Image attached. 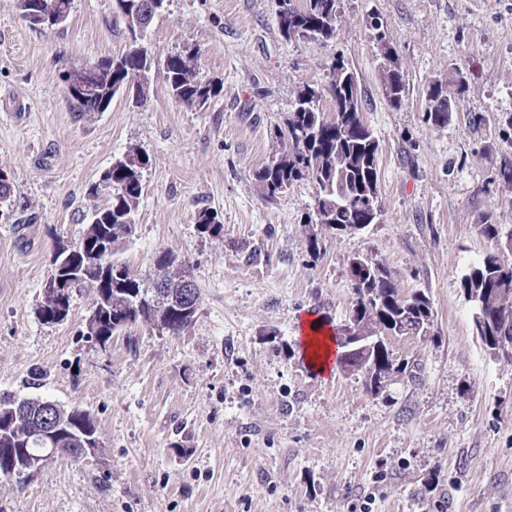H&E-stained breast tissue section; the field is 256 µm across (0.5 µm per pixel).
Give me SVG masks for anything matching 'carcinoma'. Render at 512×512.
Returning <instances> with one entry per match:
<instances>
[{"label":"carcinoma","mask_w":512,"mask_h":512,"mask_svg":"<svg viewBox=\"0 0 512 512\" xmlns=\"http://www.w3.org/2000/svg\"><path fill=\"white\" fill-rule=\"evenodd\" d=\"M131 40L118 58L101 59L94 63L90 83L94 95L89 98L70 96L73 110L81 115L105 111L112 96L127 89L139 103L147 100V72L154 60L140 45L142 30L134 22L141 0H115ZM276 21L281 36L287 40H336L339 28V0H274ZM73 0H17L19 13L35 15L30 27L41 28L38 16L69 17ZM379 21L372 23L374 37L382 47L379 64L383 93L389 105L398 109L407 93V76L398 64L396 50L386 41ZM171 97L191 108H203L219 89L212 82L197 78L192 57L171 55L164 62ZM329 82L325 89L303 87L297 95L293 112L285 129L280 131L284 142L281 155L256 171V179L271 197L288 190L295 183L308 181L315 188V204L307 223L321 224L338 232L356 231L380 220L382 205L378 167V142L362 115L361 97L356 73L344 57L336 56L328 65ZM328 94L331 110L320 108L323 94ZM448 84L429 83L425 89L423 120L441 128L452 118L454 100L446 97ZM149 158L128 150L107 170L109 183L102 188L105 202L94 207L91 219L82 234L86 249L105 252L102 264L69 281L70 290L89 288L92 305L104 298L107 302V322L95 338L107 345L116 333L136 324L164 335H178L192 321L182 314L183 303L170 294L155 296L154 289L162 283L172 286L174 280L189 269L186 261L162 251L156 259L159 276L154 280L134 274L128 265L113 259L122 241L132 232L135 213L143 194L142 171ZM197 231L215 236L224 225L217 213L204 209L196 218ZM479 232L512 252V237H501V228L494 214L480 217ZM69 247L60 245L53 255L52 277L66 276ZM365 266L350 270L355 298L350 312L360 328L368 333L385 336L432 335L434 313L430 300L421 292L403 294L382 261L365 254ZM460 287L474 303L473 333L484 345L500 336L512 338V266L504 265L499 252L492 251L465 273ZM373 365L386 379L404 373L409 362L398 361L388 346L370 354ZM0 477H10L12 460L20 452L38 451L36 426L39 397L15 398L0 396ZM68 426L72 433L61 438L62 447L76 448L73 433L99 434L97 422L83 409H67Z\"/></svg>","instance_id":"carcinoma-1"}]
</instances>
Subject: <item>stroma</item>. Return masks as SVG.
Wrapping results in <instances>:
<instances>
[{"mask_svg":"<svg viewBox=\"0 0 512 512\" xmlns=\"http://www.w3.org/2000/svg\"><path fill=\"white\" fill-rule=\"evenodd\" d=\"M374 17L408 77L398 110ZM128 43L113 0H73L67 23L44 31L0 0V171L13 184L0 213V394L80 407L102 441L98 456L0 477V512H512V362L473 334L460 288L494 248L481 215L512 228V187L496 177L512 121V0H340L330 42L285 40L274 0H168L143 39L156 62L147 102L117 96L77 117L62 71ZM189 49L199 79L221 88L200 110L175 103L163 68ZM339 53L379 144L383 212L359 233L320 228L314 258L312 184L271 197L255 172L280 155L300 89L326 85ZM435 79L456 94L442 128L423 120ZM132 147L150 162L116 258L144 278L161 251L185 258L199 309L179 335L139 324L102 346L86 334L89 289L62 322L36 311L56 245L80 239L92 185ZM206 208L221 235L198 233ZM361 252L435 313L432 338L390 340L409 367L376 395L316 371L296 334L305 318L347 320Z\"/></svg>","mask_w":512,"mask_h":512,"instance_id":"1","label":"stroma"}]
</instances>
